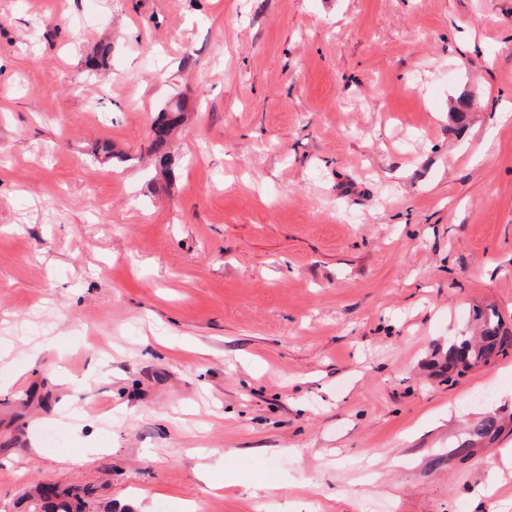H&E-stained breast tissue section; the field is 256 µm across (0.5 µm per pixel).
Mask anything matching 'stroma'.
Listing matches in <instances>:
<instances>
[{
  "instance_id": "35a3bbf8",
  "label": "stroma",
  "mask_w": 512,
  "mask_h": 512,
  "mask_svg": "<svg viewBox=\"0 0 512 512\" xmlns=\"http://www.w3.org/2000/svg\"><path fill=\"white\" fill-rule=\"evenodd\" d=\"M486 307L512 0H0V512H512V353L438 371ZM183 105L180 101L176 102L174 107L163 109L159 112L154 128L158 129V134L152 140V151L159 158V165L162 169L168 170L169 155L166 151L171 132L179 125ZM499 431L498 418L494 414H488L472 429L469 437L458 445L455 452L463 457L469 456L472 447L496 437ZM40 497L43 500L51 499L52 497L56 498V501H52L49 505L53 512H82L81 498L78 493L73 495H70V493L63 494L62 498H60L53 491L42 489Z\"/></svg>"
}]
</instances>
